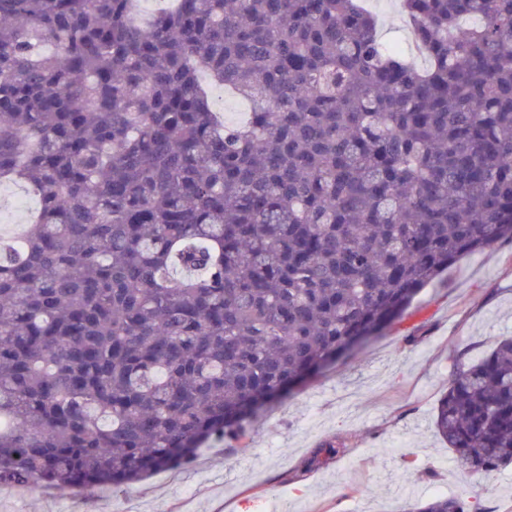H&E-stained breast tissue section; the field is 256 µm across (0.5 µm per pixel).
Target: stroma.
Listing matches in <instances>:
<instances>
[{
  "label": "stroma",
  "mask_w": 512,
  "mask_h": 512,
  "mask_svg": "<svg viewBox=\"0 0 512 512\" xmlns=\"http://www.w3.org/2000/svg\"><path fill=\"white\" fill-rule=\"evenodd\" d=\"M384 41L419 67L398 0H366ZM414 335L404 343V335ZM512 336V242L464 256L426 285L401 321L252 423L247 445L215 441L192 462L122 492L0 494V512H400L405 502L448 494L512 512V466L477 483L457 469L433 426L434 408L458 362ZM336 440L343 455L309 460ZM421 474L403 477L402 456Z\"/></svg>",
  "instance_id": "1"
}]
</instances>
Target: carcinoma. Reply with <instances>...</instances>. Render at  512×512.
<instances>
[{"label":"carcinoma","instance_id":"carcinoma-1","mask_svg":"<svg viewBox=\"0 0 512 512\" xmlns=\"http://www.w3.org/2000/svg\"><path fill=\"white\" fill-rule=\"evenodd\" d=\"M0 0V483L114 491L236 444L512 241V0ZM250 103L224 121L202 78ZM434 429L512 464V337L456 366ZM405 512H487L436 495ZM366 6L379 19L380 35L386 42L397 45L406 52L420 68L427 66V59L418 54L411 45L406 18L397 0H367ZM22 187L7 184L0 186V202L2 197L9 201L10 206H5V210L0 209V228L16 225L21 226L29 214L37 207L35 197L29 195ZM3 221V222H2Z\"/></svg>","mask_w":512,"mask_h":512}]
</instances>
